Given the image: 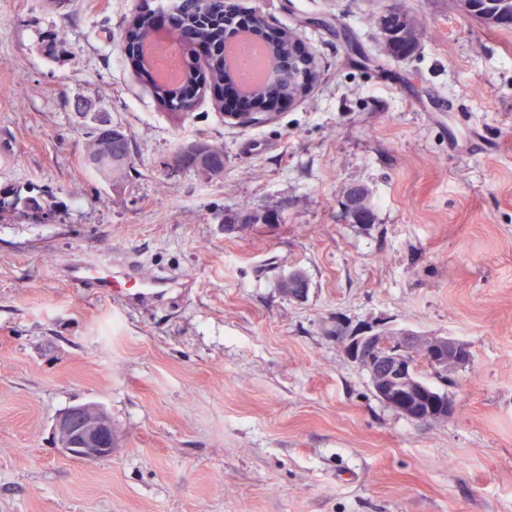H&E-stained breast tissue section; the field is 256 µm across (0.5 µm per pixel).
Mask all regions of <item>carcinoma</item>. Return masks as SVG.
Masks as SVG:
<instances>
[{
    "mask_svg": "<svg viewBox=\"0 0 512 512\" xmlns=\"http://www.w3.org/2000/svg\"><path fill=\"white\" fill-rule=\"evenodd\" d=\"M473 10L471 14L483 18L488 13L499 19L512 17V0H471ZM178 11L193 29L195 41L208 44L212 47L224 41V14L216 11L208 17L202 18L198 14L197 0H172L168 4H159L157 8H147L138 12L126 30V41L134 50L129 55L131 67L142 76L151 77L153 68L146 56L135 51V48L145 43L153 32L154 20L163 11ZM379 28L386 33V47L392 55L396 56L404 51L413 53L417 48V26L414 19L406 12H389L379 18ZM270 53L279 60L289 61L294 58V47L288 37H283L270 44ZM301 69L288 73V76L260 88L253 94L254 100L269 112L275 111L278 101L285 98H295L305 94L304 84L298 80L297 74ZM231 79L225 70L224 53L213 52L204 65L188 66L182 70L181 79L175 84H152V88L160 101L171 114L182 117L189 114L192 108L184 102L185 87L218 86ZM91 144L87 152L85 163L92 167L102 177L112 176L115 181L122 182L127 176L131 154L128 135L117 126L91 127ZM351 220L355 224H371L374 222L373 208L370 202V193L362 188L355 199V211ZM415 362L420 364L416 369V376L428 390L434 391L436 387L429 384L422 376V369L443 381L451 379V373L442 372L432 365L424 362L421 354H416Z\"/></svg>",
    "mask_w": 512,
    "mask_h": 512,
    "instance_id": "carcinoma-1",
    "label": "carcinoma"
}]
</instances>
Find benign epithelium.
<instances>
[{"mask_svg": "<svg viewBox=\"0 0 512 512\" xmlns=\"http://www.w3.org/2000/svg\"><path fill=\"white\" fill-rule=\"evenodd\" d=\"M229 116L239 124L249 126L266 122L275 113L263 111L253 101ZM342 340L353 362L376 372L374 390L387 406L417 422L448 417L446 410L450 406L436 398L432 400L435 411L429 415L423 414L417 406L425 392L416 380L410 354L419 347L424 358L437 367L458 371L467 365L459 343L448 337L419 336L411 331L386 327L347 334ZM53 435L56 447L63 453L87 462L109 457L115 448L112 419L98 403L75 405L60 414L55 420Z\"/></svg>", "mask_w": 512, "mask_h": 512, "instance_id": "obj_1", "label": "benign epithelium"}]
</instances>
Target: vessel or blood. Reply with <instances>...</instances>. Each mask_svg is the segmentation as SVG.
I'll use <instances>...</instances> for the list:
<instances>
[{
	"label": "vessel or blood",
	"mask_w": 512,
	"mask_h": 512,
	"mask_svg": "<svg viewBox=\"0 0 512 512\" xmlns=\"http://www.w3.org/2000/svg\"><path fill=\"white\" fill-rule=\"evenodd\" d=\"M64 276L69 281L96 288L107 295L115 288L126 287L124 299L134 310L164 301L175 286L169 277L145 275L134 260L127 261L119 269L100 262H77L65 269Z\"/></svg>",
	"instance_id": "1"
}]
</instances>
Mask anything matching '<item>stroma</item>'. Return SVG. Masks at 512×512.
<instances>
[{
  "label": "stroma",
  "instance_id": "stroma-1",
  "mask_svg": "<svg viewBox=\"0 0 512 512\" xmlns=\"http://www.w3.org/2000/svg\"><path fill=\"white\" fill-rule=\"evenodd\" d=\"M233 2L316 64L250 128L209 89L185 119L161 106L123 38L142 0H0V512H512V29L402 0L419 46L397 59L392 0ZM90 112L131 139L121 184L83 165ZM196 139L221 178L174 167ZM353 185L374 224L346 217ZM126 256L189 285L129 313L59 275ZM340 326L468 347L454 415L385 406ZM88 402L117 438L94 462L53 443Z\"/></svg>",
  "mask_w": 512,
  "mask_h": 512
}]
</instances>
